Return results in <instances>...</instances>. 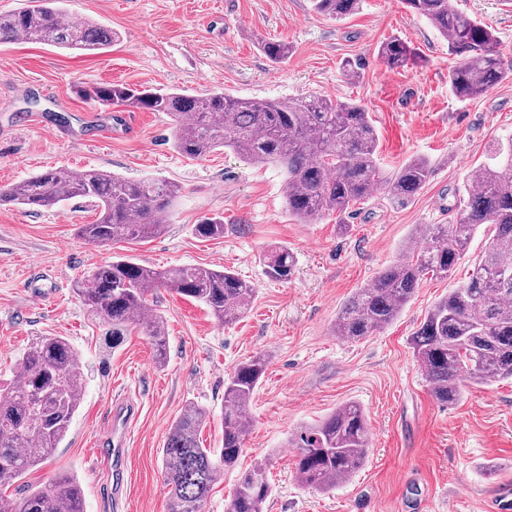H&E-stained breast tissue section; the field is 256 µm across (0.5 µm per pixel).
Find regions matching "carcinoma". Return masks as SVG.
<instances>
[{"instance_id": "1", "label": "carcinoma", "mask_w": 512, "mask_h": 512, "mask_svg": "<svg viewBox=\"0 0 512 512\" xmlns=\"http://www.w3.org/2000/svg\"><path fill=\"white\" fill-rule=\"evenodd\" d=\"M64 0H29L18 12L0 15V44L27 40L91 52L112 45L115 33L103 25L64 18ZM313 10L341 20L359 10L362 0H311ZM413 13L430 22L448 41L456 65L448 73L452 94L477 98L507 76L493 31L454 10L449 0H404ZM260 48L274 64L288 59L291 47L263 41ZM378 56L391 68L415 56L403 39L381 43ZM77 94L103 108L122 106L162 112L175 123L174 148L203 159L229 148L253 165L277 164L284 174L288 213L302 224L337 215L383 188L406 200L429 180L432 168L414 158L384 173L377 164L378 139L367 112L355 103L322 97L278 100L244 99L217 92L139 89L102 83L77 87ZM494 163L475 171L467 202L451 224H426L413 235L397 260L382 269L372 285L359 289L336 316V336L360 341L389 325L412 298L423 277L454 272L476 230L487 226L484 255L467 283L428 310L410 345L425 370L434 398L443 405L459 402L470 385L491 386L512 380V139L498 145ZM181 187L162 179L131 180L102 169H49L0 188V204L52 208L82 198L98 209L80 238L98 247L117 240L139 241L160 234L168 224ZM202 238L224 236V217L203 216L195 224ZM295 263L284 246L272 253L266 274L286 280ZM168 288L202 303L220 324L241 318L256 293L254 285L224 269L179 266L157 271L125 258L95 268L75 285L78 297L111 327L112 344L123 341L131 326L152 340L156 362L165 363V321L154 313L142 317L146 292ZM267 359L256 355L239 364L224 381L221 448H203L199 432L206 410L188 403L171 425L162 464L170 512H204L215 484L234 470L250 426L245 410L265 374ZM21 380L0 393V487L22 478L53 454L78 411L84 364L61 336H43L21 356ZM296 479L304 486L330 491L348 482L364 465L369 451L368 423L360 405L346 403L295 436ZM271 494L267 463L239 474L225 512H265ZM0 512H83L81 491L71 477H60Z\"/></svg>"}]
</instances>
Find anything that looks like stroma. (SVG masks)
Listing matches in <instances>:
<instances>
[{
  "label": "stroma",
  "mask_w": 512,
  "mask_h": 512,
  "mask_svg": "<svg viewBox=\"0 0 512 512\" xmlns=\"http://www.w3.org/2000/svg\"><path fill=\"white\" fill-rule=\"evenodd\" d=\"M450 4L490 27L504 63L512 65V0ZM66 8L71 18L96 21L118 39L91 54L0 44V186L51 168H99L168 180L182 195L163 233L104 248L76 233L97 218L84 200L38 212L0 205V390L16 383L19 358L42 336L66 337L85 364L81 404L66 437L22 479L0 488V501H18L66 475L82 488L84 512H169L161 449L172 423L196 403L208 412L200 443L220 447L224 379L263 353L269 360L250 403L251 431L238 467L267 463L266 512H489L491 498L512 486V380L439 404L408 344L427 310L467 281L485 233L473 237L451 277L425 276L376 334L345 342L331 328L419 225L453 222L472 171L512 137V75L477 99L454 97L447 41L402 0H365L340 21L313 12L310 0H68ZM391 37L408 42L417 62L393 70L378 58V46ZM263 40L290 43L288 60L272 64L260 49ZM349 61L360 63L358 76L349 75ZM106 82L354 101L377 131L382 171L420 157L432 175L410 200L380 192L357 204L347 233L338 232L332 217L302 224L288 214L280 167L248 164L227 149L203 159L182 156L165 115L137 112L131 128L122 108L100 109L75 92ZM92 127L105 130L107 140L88 142ZM214 213L224 217L223 237H199L198 219ZM278 246L295 256L285 280L265 273L264 258ZM118 255L158 270L227 267L251 281L256 294L243 318L222 325L169 289L148 291V306L166 322L167 362L160 367L141 328L112 346L107 326L73 291ZM43 273L59 288L38 305L28 283ZM116 389L136 403L131 452L118 469L110 450L91 457ZM351 401L363 407L370 428L364 466L331 492L301 486L294 434Z\"/></svg>",
  "instance_id": "stroma-1"
}]
</instances>
